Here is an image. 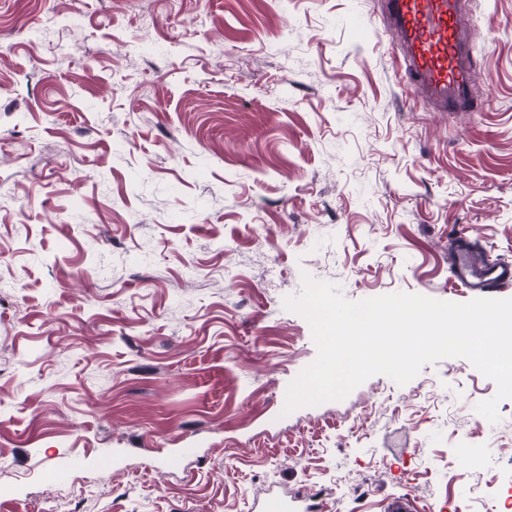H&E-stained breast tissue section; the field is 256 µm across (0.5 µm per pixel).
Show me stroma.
Returning <instances> with one entry per match:
<instances>
[{"label":"stroma","instance_id":"1","mask_svg":"<svg viewBox=\"0 0 512 512\" xmlns=\"http://www.w3.org/2000/svg\"><path fill=\"white\" fill-rule=\"evenodd\" d=\"M380 8L0 0V512H512V399L481 416L466 359L282 412L302 274L466 302L449 236L512 261V0H466L472 112L351 33Z\"/></svg>","mask_w":512,"mask_h":512}]
</instances>
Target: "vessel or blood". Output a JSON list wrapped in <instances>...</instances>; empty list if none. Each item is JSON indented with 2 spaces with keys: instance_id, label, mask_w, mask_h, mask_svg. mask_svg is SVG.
Returning <instances> with one entry per match:
<instances>
[{
  "instance_id": "1",
  "label": "vessel or blood",
  "mask_w": 512,
  "mask_h": 512,
  "mask_svg": "<svg viewBox=\"0 0 512 512\" xmlns=\"http://www.w3.org/2000/svg\"><path fill=\"white\" fill-rule=\"evenodd\" d=\"M384 19L401 37L399 63L410 89L442 112H468L471 95L470 38L464 0H384ZM454 281L472 291L512 286V264H484L466 235L451 236Z\"/></svg>"
}]
</instances>
